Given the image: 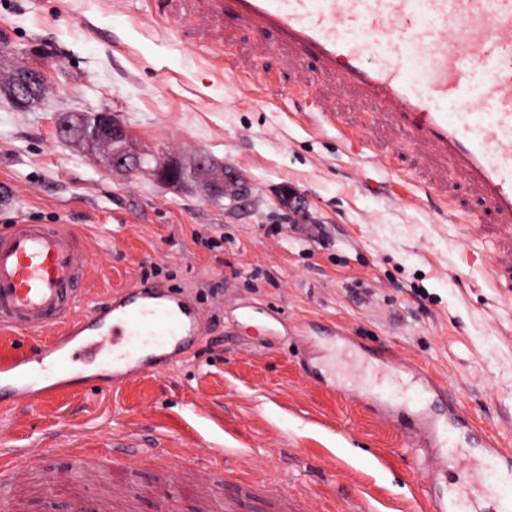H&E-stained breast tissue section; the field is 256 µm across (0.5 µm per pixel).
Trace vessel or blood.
<instances>
[{
	"label": "vessel or blood",
	"instance_id": "obj_1",
	"mask_svg": "<svg viewBox=\"0 0 512 512\" xmlns=\"http://www.w3.org/2000/svg\"><path fill=\"white\" fill-rule=\"evenodd\" d=\"M228 26H240L288 46L296 66L335 77L354 101L391 123L401 143L418 149L423 166L452 172L424 191L467 224L512 225V0H214ZM311 111L339 129L335 100L313 96ZM81 243L48 224L10 225L0 232V329L23 342L0 354V402L47 400L67 377L91 366L112 369L113 386L156 374L201 338V317L184 294L144 283L113 294L110 303L81 310ZM54 330L53 347L31 341ZM345 348L376 363L378 373L358 398L389 414L388 383L399 396H427L414 417L411 452L427 483L421 512H512V450L478 431L456 401L422 369L392 368L380 350L351 339ZM120 455L66 452L67 479L97 480L116 467L137 486L143 459L157 461L149 495L173 512L168 468L177 453L161 444L121 442ZM42 448L0 458V512H15L14 491L38 469ZM208 512H245L256 494L241 484L225 504L224 458L203 466Z\"/></svg>",
	"mask_w": 512,
	"mask_h": 512
}]
</instances>
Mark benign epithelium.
Here are the masks:
<instances>
[{"mask_svg": "<svg viewBox=\"0 0 512 512\" xmlns=\"http://www.w3.org/2000/svg\"><path fill=\"white\" fill-rule=\"evenodd\" d=\"M41 82L38 74H29L17 80L14 87V98L21 107H27L37 99V88ZM57 133L62 140L75 139L88 146L105 147L112 170L121 172H136L140 170L137 163L138 154L129 146L126 127L117 117L108 111L100 124L90 126L84 121L73 122L65 116L59 120ZM195 168L198 172L210 176L209 186L213 192L224 190V175H211L210 163L205 156H200ZM153 172L164 183H174L180 179L182 168L175 162L163 161L156 165Z\"/></svg>", "mask_w": 512, "mask_h": 512, "instance_id": "1", "label": "benign epithelium"}]
</instances>
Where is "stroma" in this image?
I'll return each instance as SVG.
<instances>
[{
	"label": "stroma",
	"mask_w": 512,
	"mask_h": 512,
	"mask_svg": "<svg viewBox=\"0 0 512 512\" xmlns=\"http://www.w3.org/2000/svg\"><path fill=\"white\" fill-rule=\"evenodd\" d=\"M206 13V0H0V83L21 68L44 80L27 108L0 92V231L59 225L82 242L88 300L148 279L190 294L203 333L185 358L118 391L77 376L46 405L0 408V449L103 448L118 433L176 448L193 436L197 457L223 448L250 479L282 482L300 512H348L362 486L378 512H415L426 478L399 453L406 436L309 380L304 362L335 357L337 384L367 385L361 358L325 336L342 328L427 368L512 448V283L491 277L512 263V228L394 194L393 170L310 123L301 84L338 99L349 125H364L366 104L331 78L301 77L273 39ZM237 62L272 71L295 101L244 86ZM103 109L134 152L189 178L122 175L104 149L58 140L62 114ZM201 154L234 173L243 201L215 199L191 171ZM120 489L36 478L19 495L26 512H66L72 496Z\"/></svg>",
	"instance_id": "stroma-1"
}]
</instances>
